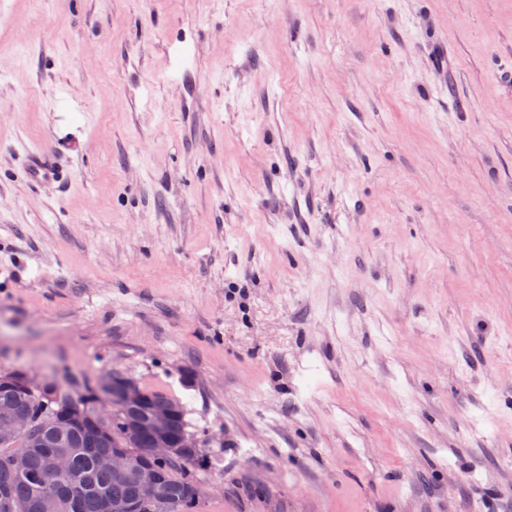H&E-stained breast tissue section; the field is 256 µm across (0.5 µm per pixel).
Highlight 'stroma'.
Returning a JSON list of instances; mask_svg holds the SVG:
<instances>
[{
	"label": "stroma",
	"instance_id": "stroma-1",
	"mask_svg": "<svg viewBox=\"0 0 512 512\" xmlns=\"http://www.w3.org/2000/svg\"><path fill=\"white\" fill-rule=\"evenodd\" d=\"M112 368L203 512H512V0H0V370ZM26 174L32 183H43L63 177V167L51 161L40 149H28Z\"/></svg>",
	"mask_w": 512,
	"mask_h": 512
}]
</instances>
